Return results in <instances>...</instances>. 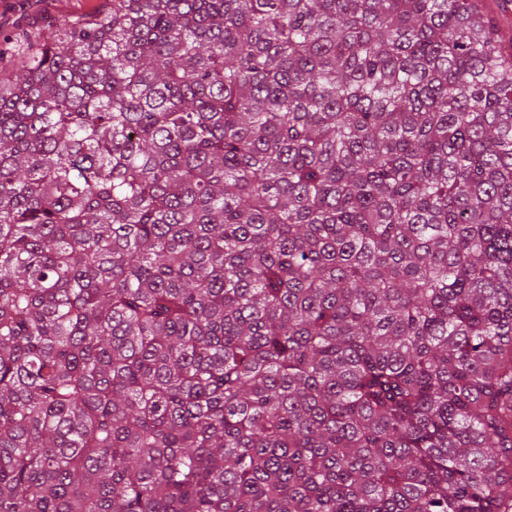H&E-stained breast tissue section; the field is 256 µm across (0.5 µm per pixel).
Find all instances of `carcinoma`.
<instances>
[{
  "label": "carcinoma",
  "instance_id": "carcinoma-1",
  "mask_svg": "<svg viewBox=\"0 0 512 512\" xmlns=\"http://www.w3.org/2000/svg\"><path fill=\"white\" fill-rule=\"evenodd\" d=\"M0 62V512H512L481 0H112Z\"/></svg>",
  "mask_w": 512,
  "mask_h": 512
}]
</instances>
